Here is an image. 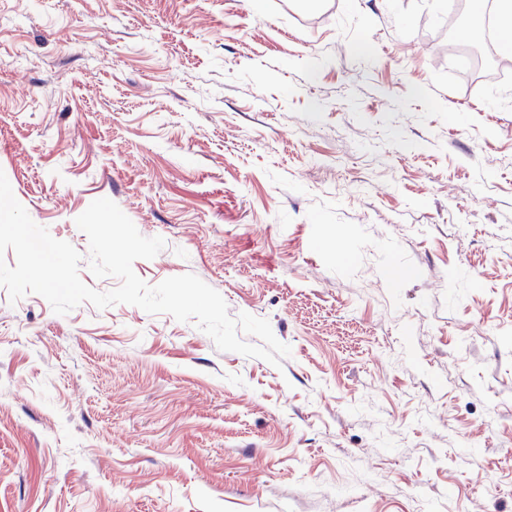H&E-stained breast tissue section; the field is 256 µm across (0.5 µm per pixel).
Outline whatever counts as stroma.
I'll return each instance as SVG.
<instances>
[{
    "mask_svg": "<svg viewBox=\"0 0 512 512\" xmlns=\"http://www.w3.org/2000/svg\"><path fill=\"white\" fill-rule=\"evenodd\" d=\"M465 0H0V170L80 253L114 201L281 366L0 286V512H512V80ZM461 49L468 59V74L474 80H487L490 78L491 72L496 63H498V58L488 40L478 35Z\"/></svg>",
    "mask_w": 512,
    "mask_h": 512,
    "instance_id": "35a3bbf8",
    "label": "stroma"
}]
</instances>
